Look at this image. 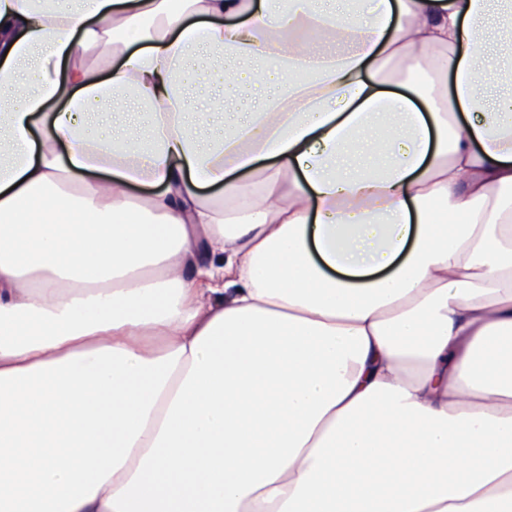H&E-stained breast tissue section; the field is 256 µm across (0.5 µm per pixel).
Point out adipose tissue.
<instances>
[{
	"label": "adipose tissue",
	"mask_w": 512,
	"mask_h": 512,
	"mask_svg": "<svg viewBox=\"0 0 512 512\" xmlns=\"http://www.w3.org/2000/svg\"><path fill=\"white\" fill-rule=\"evenodd\" d=\"M490 3L0 0V512H512ZM186 91L192 103L197 106L204 104L209 99L224 95V87L202 81L197 82L192 75L187 82Z\"/></svg>",
	"instance_id": "1"
}]
</instances>
